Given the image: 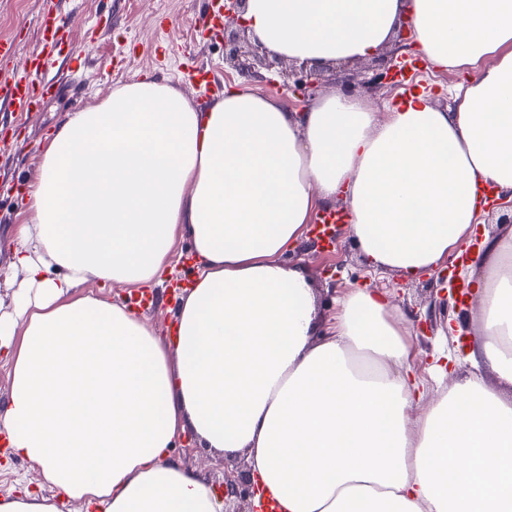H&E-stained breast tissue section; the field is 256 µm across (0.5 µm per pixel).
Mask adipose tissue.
Instances as JSON below:
<instances>
[{
  "instance_id": "obj_1",
  "label": "adipose tissue",
  "mask_w": 512,
  "mask_h": 512,
  "mask_svg": "<svg viewBox=\"0 0 512 512\" xmlns=\"http://www.w3.org/2000/svg\"><path fill=\"white\" fill-rule=\"evenodd\" d=\"M404 16L428 61L467 72L453 111L414 96L382 119L334 94L295 112L235 89L194 104L148 74L57 127L10 262L38 293L0 314V431L51 494L0 512H224L171 455L188 427L246 451L271 512H512V400L477 374L428 398L406 313L352 291L318 332L308 279L282 262L341 198L370 265L430 271L469 248L484 190L512 195V0L245 12L270 51L320 64L372 55ZM183 238L197 277L165 344L106 291L161 279ZM472 271L467 359L512 383V232L486 238Z\"/></svg>"
}]
</instances>
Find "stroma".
<instances>
[{
	"label": "stroma",
	"mask_w": 512,
	"mask_h": 512,
	"mask_svg": "<svg viewBox=\"0 0 512 512\" xmlns=\"http://www.w3.org/2000/svg\"><path fill=\"white\" fill-rule=\"evenodd\" d=\"M59 8L65 24L63 50L55 58L54 76L78 71L80 83L64 95L49 100L35 112H0V311L14 312L22 286L13 278L9 264L22 224L28 223V185L39 177L41 152L47 139L69 113L107 97L118 85L149 73L170 81L195 102L206 103L223 95L225 88L246 89L272 99L288 110L296 105L283 86L278 68L256 65V75L244 81L224 61V41L195 27L207 10V0H0V39L15 45L12 56L0 59V84L13 73L27 68L38 45L39 22L44 11ZM212 70L216 81L207 89L185 82L182 70L185 53ZM463 73L431 64L421 65L414 83L424 85L431 102L441 109L455 105L456 88ZM191 243L176 246L172 270L163 283L147 289L115 288L113 301L126 304L143 316L162 341L174 334L180 294L176 282L191 284L196 265ZM288 266L302 270L316 298L322 327L336 319V301L353 288H370L389 294L403 310L427 318L429 331L412 334V370L428 377L439 353H447L449 378L472 373L464 362L461 335L467 332L468 308L443 300L428 278L408 279L402 274L367 263L348 226H341L334 248L322 252L308 242L284 257ZM173 458L183 467L223 489L225 478L240 481L249 474L246 452L225 454L208 448L200 438L178 433L172 443ZM40 492V475L35 464L8 455L0 447V496L23 490Z\"/></svg>",
	"instance_id": "1"
}]
</instances>
